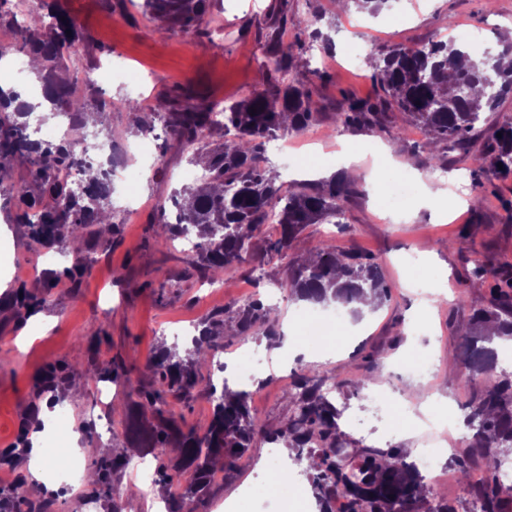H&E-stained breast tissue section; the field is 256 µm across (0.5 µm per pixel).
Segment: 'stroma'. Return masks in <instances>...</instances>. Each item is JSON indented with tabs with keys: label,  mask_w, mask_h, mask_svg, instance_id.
I'll list each match as a JSON object with an SVG mask.
<instances>
[{
	"label": "stroma",
	"mask_w": 512,
	"mask_h": 512,
	"mask_svg": "<svg viewBox=\"0 0 512 512\" xmlns=\"http://www.w3.org/2000/svg\"><path fill=\"white\" fill-rule=\"evenodd\" d=\"M141 0H59L60 8L76 20L81 34L79 68L70 72L82 80L84 71L96 74L85 87L87 112L92 117L88 133L113 137L124 162L112 175V212L122 224L120 235L107 250L81 243L91 267L80 288H71L66 276L71 267L72 247L60 248L53 264H43L26 225L17 223V209L7 189L0 187V278L7 289L18 286L34 295L46 296L19 318L0 311V481L26 480L28 456L10 457L6 451L17 443L21 427L37 416L46 401L36 390L40 374L57 370L68 375L63 407L71 414L68 432L58 434L56 444L66 449L69 436L94 430L108 422L109 444L122 448L130 458L140 449L128 446L124 433V407L131 388L150 387L153 375L146 364L159 345L161 329L171 324L193 336L194 326L207 314L260 296L275 308L283 346L258 348L266 357L259 385L253 386L250 406L265 424L274 426L289 415L280 377L291 376L308 366L336 381L335 404L341 411L338 423L346 439L356 447L382 443L386 448H414L419 436L410 425L393 427L389 417L376 407L385 400L406 398L420 402L429 391L440 392L444 402L431 404L435 419L457 423L462 419V401L473 389L484 387V379L469 380L460 368L448 365V352L460 326L472 314L486 308L490 297L485 287L468 282L478 265L487 268L512 266V177L494 183L476 184L472 155L453 152L439 167L425 165L427 143L422 131L393 113V123L405 126L396 140L393 162L375 153L383 137L377 133L352 131L336 122L345 99L376 97L370 60L377 45L419 47L436 40L459 37L465 30L483 33L491 41L512 38V0H399L394 9L376 15L356 10L338 11L336 0H288L291 9L318 16V27L336 49L324 52L320 42L305 39L294 59L291 75L304 85L316 102L319 116L313 133L300 138L281 137L282 160L261 157L266 167L279 168L284 190L308 187L310 178L287 173V166L309 151H332L353 146L362 151L358 192L344 205L339 223L311 224L293 240L284 260L265 256L263 250L242 267L224 274L220 283L191 274L181 242L157 249L154 226L160 204L184 186L189 164L162 122L152 130L134 126L123 105L128 97L143 99L145 106L190 89L195 103L215 100L229 104L265 83L266 35L273 23L275 0H210L198 31L186 33L171 27L166 35L156 31V21L144 16ZM151 137V154H126V146H137ZM421 164L424 176H440V189L448 199L464 197L442 220L421 207L419 193H412L402 206L411 221L400 224L383 216L377 200L383 190L386 167L401 171L406 164ZM139 171L143 203L127 218L121 176ZM341 251H361L381 263L390 288V298L379 306L362 331H353V319L344 318L333 330L326 346L303 344L301 317L305 303L293 300L280 283L287 260L314 257L323 244ZM430 245L433 254L424 266L432 286L445 291L442 302L419 307L420 288L408 258L419 244ZM379 351L380 367L370 379H362L364 357ZM415 358L434 364L432 377L420 379L402 370L400 361ZM113 361L131 371L132 384H108L104 399L95 396V382L81 372ZM268 446L257 442L232 477L212 482L204 502L195 512H213L222 499H234L241 487L254 481V467L261 464Z\"/></svg>",
	"instance_id": "35a3bbf8"
}]
</instances>
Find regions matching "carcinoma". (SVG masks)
Wrapping results in <instances>:
<instances>
[{
    "instance_id": "obj_1",
    "label": "carcinoma",
    "mask_w": 512,
    "mask_h": 512,
    "mask_svg": "<svg viewBox=\"0 0 512 512\" xmlns=\"http://www.w3.org/2000/svg\"><path fill=\"white\" fill-rule=\"evenodd\" d=\"M209 7L208 0H143L144 14L166 23L194 30ZM275 27L267 33L266 87L223 107L217 113L209 104L188 105L177 99H160L152 111L141 100L125 99V108L145 126L153 116L163 119L165 128L187 154L191 165L203 171L200 185L170 195L174 218L160 221L155 243L167 247L187 234L197 239L189 256L190 268L207 278L217 270L236 268L252 255L253 239L266 224L268 212L278 215L280 235L266 241L265 254L284 257L294 238L309 224H323L341 214L344 202L356 192L348 179L333 178L300 192L285 194L276 179L257 162V153L266 141L307 128L318 112L310 94L290 78L295 48L285 44L280 30L291 26L317 40V17L288 13V3L273 6ZM32 15L17 19L11 0H0V21L7 18L18 41L31 60L38 61V79L51 114L57 109L71 118L68 137L60 142L33 140L27 133L26 118L32 110L28 102L12 108L16 91L0 90V186L8 183L14 197L24 205L16 215L29 228L31 238L43 247H63L72 240L95 238V246L108 248L119 235L121 225L111 222L112 200L109 171L99 168V177L86 179L94 168L87 157L84 137L86 112L84 96L77 83L59 75L75 63L76 24L65 13ZM48 29L39 40L31 32ZM378 59L373 80L380 93L373 100L350 98L336 113V121L348 129L381 132L396 140L405 128L389 124L390 113L403 114L423 127L430 143L438 147L427 154L429 165L442 163L444 154L459 151L474 155L477 172L487 180L512 176V121L497 127L491 138L477 142L475 129L483 114L494 112L500 101L512 94V39L500 42L492 57L474 60L467 49L453 41L438 40L427 47L382 45L375 48ZM256 113H251V109ZM214 131L224 134V142L208 147L203 139ZM23 165L41 187L37 197L29 183L14 181V160ZM68 170L80 176L75 182L59 176ZM473 279L485 286L490 307L476 311L471 325L456 336L454 358L469 378L496 368L494 340L512 339V274L485 267L473 271ZM281 288L299 301L326 306H348L366 293L378 304L389 299V287L377 260L363 253H343L325 244L312 259L288 263ZM47 298H36L24 288L11 297L9 307L18 316ZM192 347L181 357L163 346L148 364L154 383L148 389L132 387L124 367H99L85 373L89 380L109 378L131 387L138 400L128 409V432L138 447L147 452L156 448L180 449L178 456L157 467L156 482L167 488L180 486V478L190 474L189 485L168 502L169 512H183L187 500L205 499L222 460L224 473L236 471L256 440L283 443L304 464L306 476L319 512H335L333 502L341 495L346 512H456L445 498L428 488L402 448H349L337 419L336 405L323 386L325 377L307 368L295 374L286 396L291 413L276 428L261 422L251 410V392L229 391L224 385L203 383L200 359L224 349L226 337L264 339L274 346L280 328L272 309L252 299L208 314L194 327ZM206 394L213 405L212 418L204 428L187 424L183 408L194 395ZM150 412L156 425L147 430L140 416ZM469 428L464 448L453 458L463 481L475 467L486 473L485 481L473 488L480 512H512V491L503 487L497 471L503 460L512 458V379L495 381L475 391L466 404ZM124 454L103 457L97 462V493L109 494L111 473L127 466Z\"/></svg>"
}]
</instances>
